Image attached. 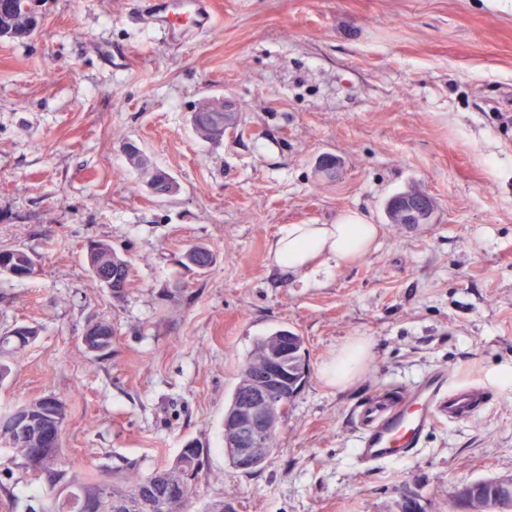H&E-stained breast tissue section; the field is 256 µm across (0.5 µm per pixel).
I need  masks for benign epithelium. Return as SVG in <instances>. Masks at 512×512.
Masks as SVG:
<instances>
[{
    "mask_svg": "<svg viewBox=\"0 0 512 512\" xmlns=\"http://www.w3.org/2000/svg\"><path fill=\"white\" fill-rule=\"evenodd\" d=\"M388 211L399 224H427L431 209L408 200L389 205ZM295 341L288 331L271 337L263 350L266 384L245 398L230 414L224 416V441L236 448V469L250 471L265 463L271 449L264 447L266 436L279 433L285 423L288 406L298 391L288 392L281 383L288 378L290 367L296 361ZM0 430L34 436L37 443H57L60 438L59 417L55 414H37L15 409L0 417ZM465 512H484L483 502L474 485L459 490Z\"/></svg>",
    "mask_w": 512,
    "mask_h": 512,
    "instance_id": "obj_1",
    "label": "benign epithelium"
}]
</instances>
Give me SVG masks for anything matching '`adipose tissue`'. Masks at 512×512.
Wrapping results in <instances>:
<instances>
[{"mask_svg": "<svg viewBox=\"0 0 512 512\" xmlns=\"http://www.w3.org/2000/svg\"><path fill=\"white\" fill-rule=\"evenodd\" d=\"M379 235L377 225L359 212L342 215L333 224H290L272 242L268 258L274 268L303 282L367 254Z\"/></svg>", "mask_w": 512, "mask_h": 512, "instance_id": "ef3b65f1", "label": "adipose tissue"}]
</instances>
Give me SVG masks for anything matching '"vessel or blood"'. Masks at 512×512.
I'll return each mask as SVG.
<instances>
[{
    "instance_id": "1",
    "label": "vessel or blood",
    "mask_w": 512,
    "mask_h": 512,
    "mask_svg": "<svg viewBox=\"0 0 512 512\" xmlns=\"http://www.w3.org/2000/svg\"><path fill=\"white\" fill-rule=\"evenodd\" d=\"M155 17L171 38L178 39L212 27L216 0H156ZM486 403L485 392L451 382L440 369L408 388L377 389L353 411L359 460L375 466L410 458L436 424L469 420Z\"/></svg>"
}]
</instances>
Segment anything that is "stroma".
I'll use <instances>...</instances> for the list:
<instances>
[{"label":"stroma","mask_w":512,"mask_h":512,"mask_svg":"<svg viewBox=\"0 0 512 512\" xmlns=\"http://www.w3.org/2000/svg\"><path fill=\"white\" fill-rule=\"evenodd\" d=\"M152 2L39 0L29 38H0V247L36 267L0 274V333L38 330L0 415L69 399L65 459L106 481L196 442L189 512H464L463 485L512 479V0H220L179 40ZM212 97L236 112L217 143L190 121ZM131 143L176 194L148 192ZM410 187L434 200L431 223H388ZM350 211L378 225L371 252L312 287L270 266L283 226ZM93 241L128 260L121 297L90 271ZM194 245L208 268L186 264ZM99 321L104 358L82 343ZM278 329L303 336L311 374L276 453L245 474L224 455V410ZM353 342L364 368L339 389L323 366ZM440 368L489 404L413 458L361 465L354 406ZM7 459L0 512H29L45 491Z\"/></svg>","instance_id":"stroma-1"}]
</instances>
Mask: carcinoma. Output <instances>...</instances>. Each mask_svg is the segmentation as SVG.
Returning a JSON list of instances; mask_svg holds the SVG:
<instances>
[{
  "mask_svg": "<svg viewBox=\"0 0 512 512\" xmlns=\"http://www.w3.org/2000/svg\"><path fill=\"white\" fill-rule=\"evenodd\" d=\"M13 7L0 12V37L23 38L30 36L38 27L40 17L36 0H12ZM211 101L199 106L193 115V124L197 135L206 141L217 142L224 138V132L234 120L232 112H214ZM130 165L140 172L148 171L156 182V188L163 191L168 188L169 175L150 164L140 150L127 152ZM185 259L198 267H205L214 260L213 254L205 247L193 246L185 254ZM86 260L99 282L108 281L113 286L126 289L129 281V262L123 258L111 244L96 241L89 244ZM37 330L29 326H17L0 333V382L11 372V360L23 352L32 342ZM0 443L10 449L9 461L22 466L20 460L33 459L42 473L33 476V480L42 482L49 490L48 502L39 507H30V512H113L112 499L121 497L132 502L137 501L138 493L158 475H166L162 497L153 501V506L140 512H188L193 483L204 467V448L196 445L183 448L170 462L143 476L134 466H116L112 468V481L99 479L95 470L74 468L65 464L62 457V444L39 448L33 442L17 436L0 433ZM64 479L76 492L83 496L88 510L68 505L60 500L57 493L58 480ZM479 494L487 501L489 508L496 507L501 494L498 480H485L478 485Z\"/></svg>",
  "mask_w": 512,
  "mask_h": 512,
  "instance_id": "obj_1",
  "label": "carcinoma"
}]
</instances>
